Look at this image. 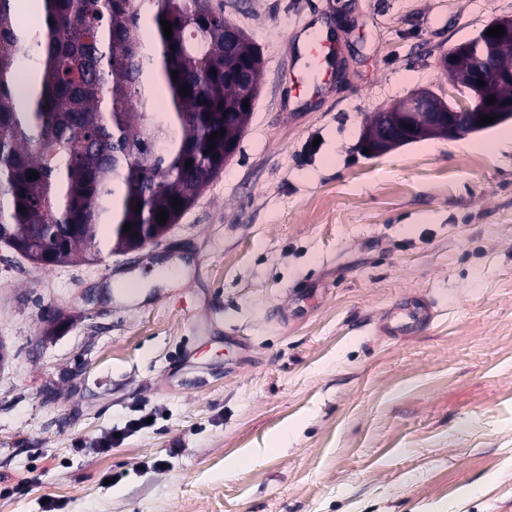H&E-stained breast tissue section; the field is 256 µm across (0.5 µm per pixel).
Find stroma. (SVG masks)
<instances>
[{"instance_id": "1", "label": "stroma", "mask_w": 512, "mask_h": 512, "mask_svg": "<svg viewBox=\"0 0 512 512\" xmlns=\"http://www.w3.org/2000/svg\"><path fill=\"white\" fill-rule=\"evenodd\" d=\"M221 2L262 83L178 223L49 268L0 244V512H512V121L361 150L368 113L461 96L440 58L512 0ZM321 18L335 95L280 111ZM419 295L429 328L383 335Z\"/></svg>"}]
</instances>
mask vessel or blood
Instances as JSON below:
<instances>
[{"label":"vessel or blood","instance_id":"1","mask_svg":"<svg viewBox=\"0 0 512 512\" xmlns=\"http://www.w3.org/2000/svg\"><path fill=\"white\" fill-rule=\"evenodd\" d=\"M341 41V35L333 28H314L302 46L294 49L296 66L289 73L288 84L297 101H309L330 88ZM431 318L432 305L429 301L414 303L406 316L397 321L393 331L400 336L414 334L425 328Z\"/></svg>","mask_w":512,"mask_h":512}]
</instances>
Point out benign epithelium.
I'll return each instance as SVG.
<instances>
[{"mask_svg":"<svg viewBox=\"0 0 512 512\" xmlns=\"http://www.w3.org/2000/svg\"><path fill=\"white\" fill-rule=\"evenodd\" d=\"M476 67L479 70L478 79L484 85L479 86L475 81L467 84L468 96L463 99L447 101L432 91L423 90L413 94L405 103L404 117L396 114L399 108L397 104L368 117L363 126L362 138L369 152L381 155L401 141L413 138L415 133L421 137L459 140L483 129V126L477 124L483 115L496 118L498 124L512 120V101L496 100L492 104L487 103V99L495 95L500 77L493 51L489 49L478 57ZM423 109L433 112L437 121L416 131L409 129L413 113Z\"/></svg>","mask_w":512,"mask_h":512,"instance_id":"1","label":"benign epithelium"}]
</instances>
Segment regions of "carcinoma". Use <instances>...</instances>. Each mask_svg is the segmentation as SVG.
<instances>
[{
  "mask_svg": "<svg viewBox=\"0 0 512 512\" xmlns=\"http://www.w3.org/2000/svg\"><path fill=\"white\" fill-rule=\"evenodd\" d=\"M41 9L37 24L22 25L17 0H0V241L43 266L129 251L163 230L161 210L176 223L223 169L224 144L239 145L253 109L235 73L259 88L262 58L244 30L227 36L212 0H42ZM498 68V96L512 100V51ZM24 69L40 83L23 102ZM449 74L467 84L474 57Z\"/></svg>",
  "mask_w": 512,
  "mask_h": 512,
  "instance_id": "cac0c4a2",
  "label": "carcinoma"
}]
</instances>
